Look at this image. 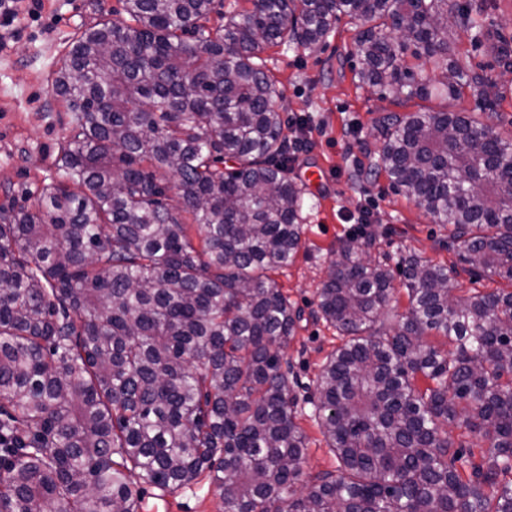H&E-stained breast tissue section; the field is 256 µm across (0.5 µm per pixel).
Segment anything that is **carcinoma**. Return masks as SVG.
<instances>
[{"instance_id":"1","label":"carcinoma","mask_w":512,"mask_h":512,"mask_svg":"<svg viewBox=\"0 0 512 512\" xmlns=\"http://www.w3.org/2000/svg\"><path fill=\"white\" fill-rule=\"evenodd\" d=\"M247 2L121 0L125 19L83 29L54 72L59 179L0 209V512H138L135 481L204 474L222 512H512V290L457 294L460 268L512 285V140L453 29L506 70L512 43L486 0ZM344 17L363 25L360 82L401 104L467 87L487 121L378 120L377 169L448 225L458 264L402 258L388 334L392 271L352 242L331 252L317 307L343 343L309 403L343 475L306 480L281 368L302 310L270 277L301 247L305 188L261 54L312 49ZM453 425L485 449L465 476Z\"/></svg>"}]
</instances>
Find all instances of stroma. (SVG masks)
<instances>
[{
    "mask_svg": "<svg viewBox=\"0 0 512 512\" xmlns=\"http://www.w3.org/2000/svg\"><path fill=\"white\" fill-rule=\"evenodd\" d=\"M119 6V0H40L33 13L22 14L9 27L0 26L5 39L0 48V208L25 205L28 195L56 177L58 148L69 136V115L52 93L53 73L72 35ZM355 33L354 22L345 18L315 49L274 46L263 54L283 90V114L306 117L312 128L289 167L290 176L305 182L307 189L302 246L294 261L274 274L279 288L303 311L294 338L282 351L283 362L291 364L297 378L295 393L302 403L315 397L320 367L340 343L336 330L315 318L314 311L332 251L354 236L353 225L341 220L342 212L356 211L367 197L375 202L370 257L389 268L408 255L448 266L457 260L447 228L396 192L386 174H371L381 145L374 125L390 112H471L474 100L466 93L458 99H415L400 105L360 85L355 75ZM454 53L499 79L504 97L494 123L503 136L512 138V75L502 76L485 48L474 45L464 31L455 33ZM297 422L307 442L306 474L340 476L339 462L318 424L304 414ZM133 491L139 496V512L221 508L216 488L205 478L174 491L138 482Z\"/></svg>",
    "mask_w": 512,
    "mask_h": 512,
    "instance_id": "35a3bbf8",
    "label": "stroma"
}]
</instances>
